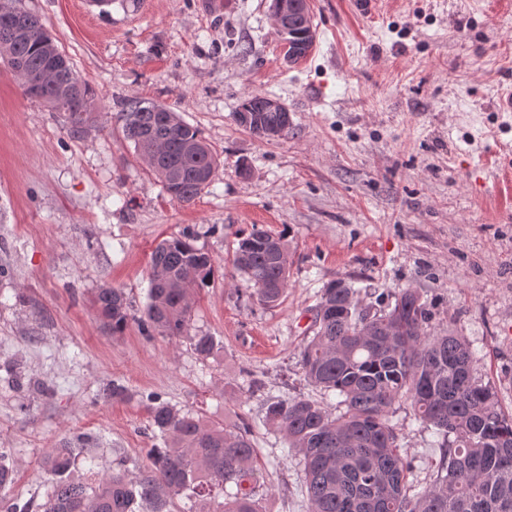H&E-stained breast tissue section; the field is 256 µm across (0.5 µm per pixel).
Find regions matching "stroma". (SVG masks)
Listing matches in <instances>:
<instances>
[{"instance_id":"stroma-1","label":"stroma","mask_w":512,"mask_h":512,"mask_svg":"<svg viewBox=\"0 0 512 512\" xmlns=\"http://www.w3.org/2000/svg\"><path fill=\"white\" fill-rule=\"evenodd\" d=\"M37 15L94 90L98 126L70 137L63 113L25 96L0 58V454L4 503L45 502L54 449L76 477L137 472L162 447L157 395L209 424H248L262 512H308L295 451L263 424L268 401L336 410L299 366L320 289L351 280L363 303L416 289L431 329L476 352V376L512 410V0H309L315 41L285 60L273 0H15ZM284 103L266 141L234 114L247 95ZM133 99L177 112L218 156L190 204L170 200L122 133ZM288 245V288L258 303L233 267L252 226ZM192 227L212 258L186 336L122 335L97 319V288L148 303L152 250ZM214 337L198 355L191 338ZM124 388L112 392L113 385ZM431 483L442 438L409 404L392 417Z\"/></svg>"}]
</instances>
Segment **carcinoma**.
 Returning a JSON list of instances; mask_svg holds the SVG:
<instances>
[{"mask_svg": "<svg viewBox=\"0 0 512 512\" xmlns=\"http://www.w3.org/2000/svg\"><path fill=\"white\" fill-rule=\"evenodd\" d=\"M21 31L10 47L20 62L14 72L22 89L48 66L55 39L34 15H16ZM68 59L60 57L53 82L40 102L66 119L67 133L82 137L96 122L97 102L88 83L73 85ZM260 94L240 105L250 111L247 130L264 139L283 123L281 112H259ZM123 131L171 200L188 204L207 187L201 173H214L218 159L199 131L177 113L133 100ZM188 228L164 239L151 254L149 302L130 313L119 288L98 289L93 304L112 335L130 322L147 335L187 334L192 298L206 286L212 260L194 245ZM234 266L265 306L277 305L288 288V245L257 226L240 239ZM358 291L344 278L328 282L315 306L314 335L304 343L299 364L305 381L340 397L334 415L306 397L266 404L265 422L282 433L301 458L309 512H512V414L493 389L475 377L474 352L454 332L428 331L432 312L413 288L377 310L359 307ZM151 423L165 447L134 474L114 471L97 486L71 476L72 448L48 459L52 475L40 512H172L174 500L208 504L204 512H259L254 492L255 448L246 430L208 425L148 395ZM409 403L415 419L445 441L433 483L410 494L412 465L402 456L392 424L393 407Z\"/></svg>", "mask_w": 512, "mask_h": 512, "instance_id": "carcinoma-1", "label": "carcinoma"}]
</instances>
